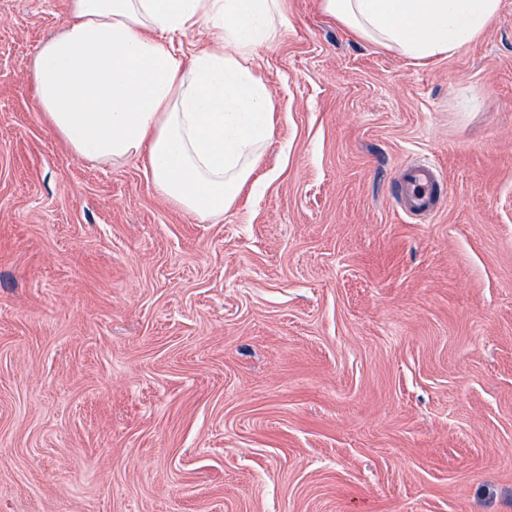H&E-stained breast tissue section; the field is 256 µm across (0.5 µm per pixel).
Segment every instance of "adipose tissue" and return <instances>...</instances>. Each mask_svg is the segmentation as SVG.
<instances>
[{"instance_id": "1", "label": "adipose tissue", "mask_w": 512, "mask_h": 512, "mask_svg": "<svg viewBox=\"0 0 512 512\" xmlns=\"http://www.w3.org/2000/svg\"><path fill=\"white\" fill-rule=\"evenodd\" d=\"M321 2L360 37L427 60L478 37L501 0ZM287 24L281 0H69L33 59L38 109L76 156L146 157L158 194L219 220L273 138L252 60ZM190 30L206 47L176 50Z\"/></svg>"}]
</instances>
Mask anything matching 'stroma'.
I'll use <instances>...</instances> for the list:
<instances>
[{"label":"stroma","mask_w":512,"mask_h":512,"mask_svg":"<svg viewBox=\"0 0 512 512\" xmlns=\"http://www.w3.org/2000/svg\"><path fill=\"white\" fill-rule=\"evenodd\" d=\"M283 8L214 223L70 151L31 79L67 0H0V512H512V0L422 61ZM396 180L400 206L411 216L432 214L446 202L443 183L431 162L402 166Z\"/></svg>","instance_id":"35a3bbf8"}]
</instances>
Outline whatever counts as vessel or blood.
<instances>
[{
	"instance_id": "b4317fda",
	"label": "vessel or blood",
	"mask_w": 512,
	"mask_h": 512,
	"mask_svg": "<svg viewBox=\"0 0 512 512\" xmlns=\"http://www.w3.org/2000/svg\"><path fill=\"white\" fill-rule=\"evenodd\" d=\"M397 182L399 203L409 215L432 214L446 202L443 183L434 165L429 162L407 164L401 167Z\"/></svg>"
}]
</instances>
